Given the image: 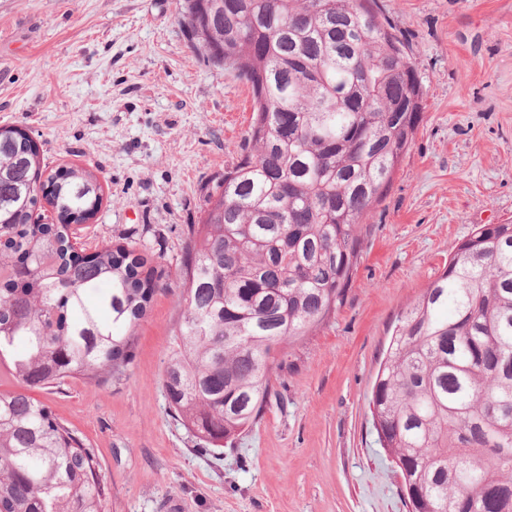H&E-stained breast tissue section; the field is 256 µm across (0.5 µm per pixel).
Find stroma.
<instances>
[{
    "label": "stroma",
    "mask_w": 512,
    "mask_h": 512,
    "mask_svg": "<svg viewBox=\"0 0 512 512\" xmlns=\"http://www.w3.org/2000/svg\"><path fill=\"white\" fill-rule=\"evenodd\" d=\"M181 0H0V126L47 173L98 176L78 247L135 245L161 276L125 376L70 379L38 400L93 448L106 512H409L369 409L393 326L477 226L512 223V0H379L408 41L422 120L372 216L336 311L285 345L278 397L208 448L169 409L162 375L189 227L239 161L252 91L208 64Z\"/></svg>",
    "instance_id": "stroma-1"
}]
</instances>
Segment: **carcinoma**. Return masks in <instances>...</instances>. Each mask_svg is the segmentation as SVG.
I'll return each mask as SVG.
<instances>
[{
  "label": "carcinoma",
  "mask_w": 512,
  "mask_h": 512,
  "mask_svg": "<svg viewBox=\"0 0 512 512\" xmlns=\"http://www.w3.org/2000/svg\"><path fill=\"white\" fill-rule=\"evenodd\" d=\"M207 62L252 86L241 161L191 226L163 388L214 448L268 404L284 345L327 320L421 121L407 40L378 0H184ZM42 174L0 128V512H105L93 452L34 389L125 375L158 282L135 249L76 261L70 227L102 205L83 167ZM51 207L55 223L34 212ZM413 512H512V224L464 240L393 327L370 402Z\"/></svg>",
  "instance_id": "cac0c4a2"
}]
</instances>
